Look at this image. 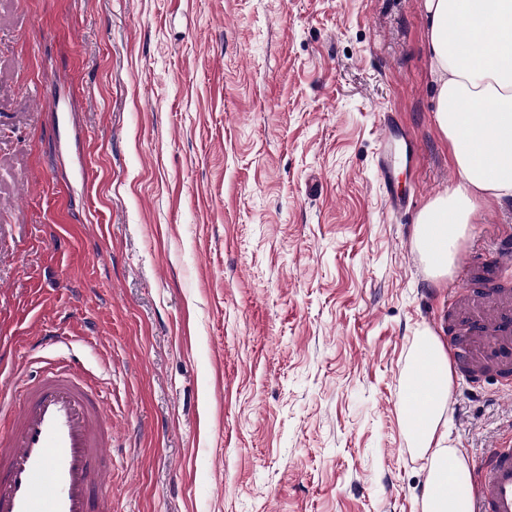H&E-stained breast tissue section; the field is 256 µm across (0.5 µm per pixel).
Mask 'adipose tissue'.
<instances>
[{
    "label": "adipose tissue",
    "instance_id": "adipose-tissue-1",
    "mask_svg": "<svg viewBox=\"0 0 512 512\" xmlns=\"http://www.w3.org/2000/svg\"><path fill=\"white\" fill-rule=\"evenodd\" d=\"M421 9L436 100L433 120L450 145L459 181L419 214L414 243L433 276L444 277L479 203L512 200V0H421ZM401 378L403 411L422 408L409 426L414 446L428 461L423 512H472L468 470L448 445V353L442 339L421 336Z\"/></svg>",
    "mask_w": 512,
    "mask_h": 512
}]
</instances>
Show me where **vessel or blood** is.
<instances>
[{
  "label": "vessel or blood",
  "mask_w": 512,
  "mask_h": 512,
  "mask_svg": "<svg viewBox=\"0 0 512 512\" xmlns=\"http://www.w3.org/2000/svg\"><path fill=\"white\" fill-rule=\"evenodd\" d=\"M397 117L383 112L375 156L386 205L402 214L413 205L394 192L389 146L402 139ZM482 256L465 254L467 277L448 291L438 331L448 356L473 386L488 373L512 390V234L493 250L495 276L480 273ZM15 398L0 429V512H112V418L98 378L63 358L46 360L37 381L15 370ZM474 512H512V438L490 444L474 464Z\"/></svg>",
  "instance_id": "1"
}]
</instances>
